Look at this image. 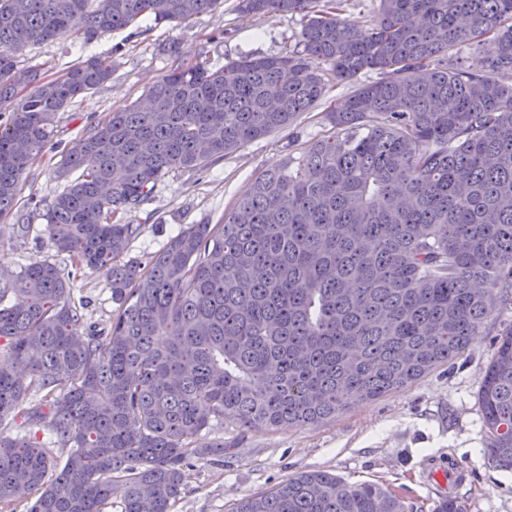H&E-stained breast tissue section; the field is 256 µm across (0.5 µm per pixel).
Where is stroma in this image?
<instances>
[{"instance_id": "1", "label": "stroma", "mask_w": 512, "mask_h": 512, "mask_svg": "<svg viewBox=\"0 0 512 512\" xmlns=\"http://www.w3.org/2000/svg\"><path fill=\"white\" fill-rule=\"evenodd\" d=\"M303 25L298 14L256 15L241 10L239 0H224L213 14L176 28L144 18L89 45L68 35L13 48L18 67H37L46 79L61 77L94 55L111 56L115 69L102 86L57 113L51 141L30 167L11 216L0 226V272L15 273L39 260L65 265L42 217L43 206L67 187L68 178L59 176L57 168L91 125L142 101L173 62L221 66L245 55H279L297 41ZM172 45L177 48L173 56L168 53ZM353 89L352 83L328 79L324 101L295 125L247 143L204 172H168L151 194L122 214L124 223L140 227L128 258L145 260L189 225L221 223L262 171L299 156L325 134L328 102L343 103ZM23 224L28 233H20ZM70 294L83 307V334H107L117 313L108 274H79L70 282ZM510 327L512 304H504L452 365L317 425L246 430L229 416L210 422L195 445L223 442L224 457L192 460L172 512H231L242 498L309 470L350 482L382 483L413 512H434L437 501L449 495L459 499L465 512H512V473L487 461L477 401L478 382L494 344Z\"/></svg>"}]
</instances>
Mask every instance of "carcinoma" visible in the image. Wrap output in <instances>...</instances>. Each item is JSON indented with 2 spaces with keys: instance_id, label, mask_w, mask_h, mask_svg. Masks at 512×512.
I'll return each instance as SVG.
<instances>
[{
  "instance_id": "obj_1",
  "label": "carcinoma",
  "mask_w": 512,
  "mask_h": 512,
  "mask_svg": "<svg viewBox=\"0 0 512 512\" xmlns=\"http://www.w3.org/2000/svg\"><path fill=\"white\" fill-rule=\"evenodd\" d=\"M0 0V218L53 132L57 112L112 77L92 57L55 79L10 54L65 35L89 43L143 17L177 26L221 0ZM300 14L283 55L219 68L176 64L143 103L112 112L64 155L77 173L46 203L54 247L106 269L118 313L81 337L62 270L35 261L0 277V508L171 512L213 419L247 429L318 424L402 389L462 354L512 290V0H379L365 26L341 0H240ZM492 37L476 69L464 50ZM356 83L325 112L327 134L262 172L221 224H192L144 264L140 227L117 214L173 169L197 171L294 125L325 95L322 66ZM365 69L379 72L367 83ZM12 293L14 303L2 305ZM38 399L25 404L29 395ZM489 464L512 471V327L479 382ZM232 512H408L378 482L302 472Z\"/></svg>"
}]
</instances>
